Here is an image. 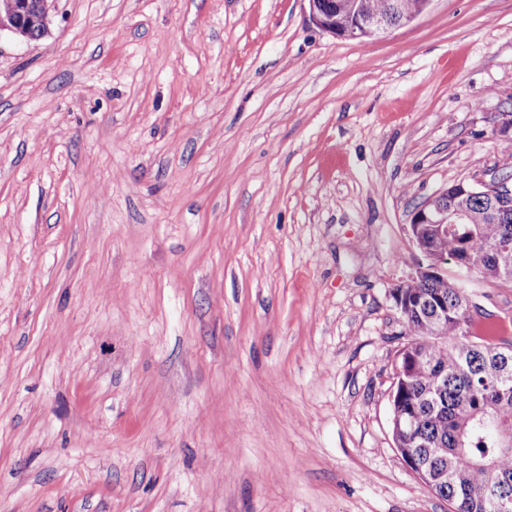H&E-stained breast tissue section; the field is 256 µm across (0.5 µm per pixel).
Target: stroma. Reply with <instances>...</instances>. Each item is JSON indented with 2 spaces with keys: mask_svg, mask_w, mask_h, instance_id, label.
Wrapping results in <instances>:
<instances>
[{
  "mask_svg": "<svg viewBox=\"0 0 512 512\" xmlns=\"http://www.w3.org/2000/svg\"><path fill=\"white\" fill-rule=\"evenodd\" d=\"M512 0H57L0 36V512H450L391 434L415 208L490 180ZM512 323V285L471 282ZM322 1L325 0H307L311 23L336 36H341L340 30L352 24L342 31V36L350 39H358L365 35L376 39L387 33L393 26L410 23L419 16L415 13L423 12L424 2V0L396 1L400 14H413L396 20L392 10L394 5L387 12H371L385 9L387 0H361L366 12L361 9L360 0H343L345 9L354 15L355 19L340 9L341 0H335L336 14L334 11L326 12Z\"/></svg>",
  "mask_w": 512,
  "mask_h": 512,
  "instance_id": "obj_1",
  "label": "stroma"
}]
</instances>
